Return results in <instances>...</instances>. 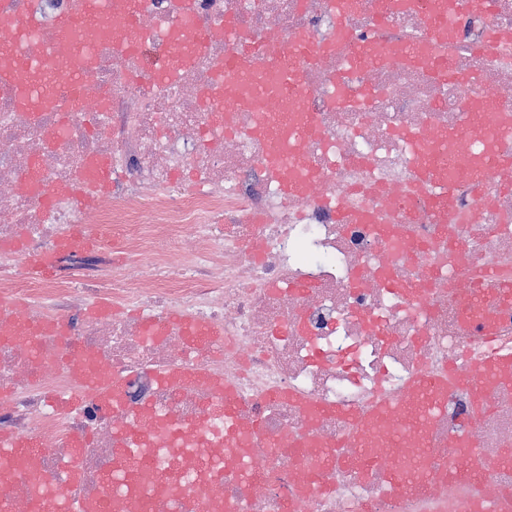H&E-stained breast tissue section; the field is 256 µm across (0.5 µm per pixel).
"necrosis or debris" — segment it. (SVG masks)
<instances>
[{
  "mask_svg": "<svg viewBox=\"0 0 512 512\" xmlns=\"http://www.w3.org/2000/svg\"><path fill=\"white\" fill-rule=\"evenodd\" d=\"M387 2L358 0L346 16L352 38L341 41L331 0H195L208 33L199 51L171 0H151L132 49L92 37L68 49L67 64L88 71L76 111L48 109L31 121L0 86V431L40 442L41 478L67 487L70 444L86 434L78 492L102 495L114 431L148 403L194 429L182 441L193 451L181 468L182 512H197L211 492L224 512H284L291 499L295 512H458L512 489V469L498 464L512 444L508 385L486 390L492 409L474 431L485 464L476 480L449 470L469 410L467 391L454 385L418 442L379 447L369 467L348 459L327 468L305 450L353 448L351 416L400 402L418 375L467 374L512 353V299L499 292L512 287V191L501 188L512 175L495 169L477 181L461 171L446 202L418 179L441 141L465 144L471 161L486 152L488 134L465 128L464 112L489 111L512 128V0H494L487 17L461 12L439 45L454 72L443 81L403 48L422 40L448 0H418L382 26ZM70 8L71 0H12L0 47L37 26L42 37L27 52L41 58L43 37ZM229 23L282 46L302 33L317 51L296 90L275 95L311 124L294 169L269 165L248 90L217 77ZM357 37L371 39L368 56L355 54ZM161 57L175 74L165 85L149 73ZM341 80L351 104L333 101ZM99 164L124 181L76 191L77 173ZM293 170L303 181L297 194L284 190ZM340 208L347 223L336 221ZM75 231L117 236L129 263L77 248L59 255L58 275L36 276L33 259ZM469 288L485 294L466 302ZM101 299L114 312L80 314ZM173 309L218 326L223 340L195 347L168 323ZM489 316L493 333H474ZM38 319L58 321L65 335L46 332L33 346L4 330ZM147 320L164 327L156 339L141 333ZM77 352L94 370L124 376L125 415L100 410L87 391L84 413L67 409L78 391L67 359ZM188 362L233 383L241 425L261 417L265 439L291 435L302 447L245 455L224 445L211 388L154 382V371ZM402 457L429 488L394 483ZM306 483L309 494L296 497Z\"/></svg>",
  "mask_w": 512,
  "mask_h": 512,
  "instance_id": "1",
  "label": "necrosis or debris"
}]
</instances>
